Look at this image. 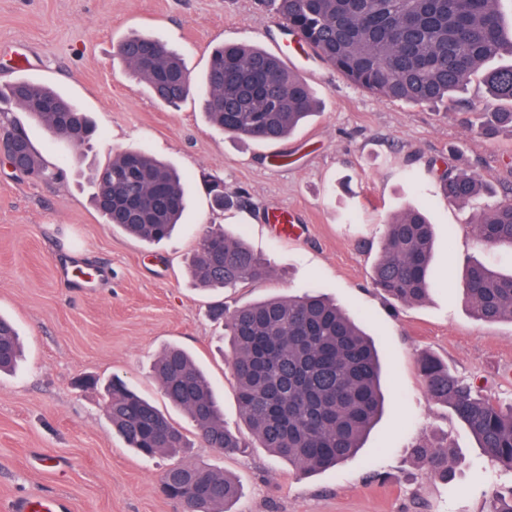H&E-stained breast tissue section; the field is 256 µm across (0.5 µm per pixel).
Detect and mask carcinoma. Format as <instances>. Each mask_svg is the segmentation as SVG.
<instances>
[{
	"label": "carcinoma",
	"mask_w": 512,
	"mask_h": 512,
	"mask_svg": "<svg viewBox=\"0 0 512 512\" xmlns=\"http://www.w3.org/2000/svg\"><path fill=\"white\" fill-rule=\"evenodd\" d=\"M282 22L347 80L379 97L418 105L470 102L459 98L473 76L494 100L512 105V29L505 28L501 0H267ZM117 55L159 101L175 105L195 85L205 96L204 114L232 136L278 141L318 111L310 86L280 58L258 47L227 45L214 50L195 81L180 57L158 39L133 35ZM18 108L52 130L59 111L75 112L85 133L70 143L80 147L95 129L88 113L61 93L32 80L0 89V112ZM487 130L512 129V108L491 113ZM27 177L43 180L52 171L30 139ZM138 170L135 195L112 192V206L98 205L106 223L143 242L171 235L186 207L184 177L142 149L115 153L104 171ZM448 201L467 204L487 190L473 171L459 167L440 175ZM484 243L512 248V200L483 209L470 223ZM432 225L419 210L406 209L386 222L372 283L406 305L425 301L433 286L430 263ZM192 274L204 287L235 288L271 275L267 263L245 243L223 231L198 241ZM464 294L472 316L484 323H512V275L485 264L466 267ZM227 357L236 382L240 413L258 447L305 472L334 468L355 456L385 408L378 352L359 324L323 297L308 293L269 297L224 307ZM21 358L14 323L0 316V373L13 372ZM419 370L432 399L448 407L479 447L512 470V405L503 408L473 382L451 373L440 359L424 354ZM157 382L171 404L194 422L212 448L237 452L245 443L224 426V414L202 369L177 346L154 364ZM106 411L129 448L154 457L187 447L184 433L151 402L119 377L107 386ZM432 473L448 479L453 453L446 444L420 445ZM167 497L189 512H230L240 489L224 472L201 464L175 463L164 473Z\"/></svg>",
	"instance_id": "obj_1"
}]
</instances>
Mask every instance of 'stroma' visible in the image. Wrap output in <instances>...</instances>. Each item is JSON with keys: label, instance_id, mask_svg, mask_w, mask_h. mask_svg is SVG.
Segmentation results:
<instances>
[{"label": "stroma", "instance_id": "obj_1", "mask_svg": "<svg viewBox=\"0 0 512 512\" xmlns=\"http://www.w3.org/2000/svg\"><path fill=\"white\" fill-rule=\"evenodd\" d=\"M280 19L259 0H0V87L26 78L90 112L97 135L84 158L27 114L11 109L52 178L31 180L0 161V314L25 345L16 374L0 377V512L15 499L63 500L67 512H177L160 490L169 457L137 455L113 431L102 385L120 376L191 438L181 460L234 476L233 512H489L512 498V471L478 448L453 412L436 404L418 372L429 353L512 403V324L470 313L462 270L478 261L512 271V249L492 247L468 227L512 190V133L487 134L483 121L504 110L480 80L468 112L444 103L377 97L312 57L290 59L322 103L288 138H232L207 122L198 97L159 104L117 56L133 33L161 40L202 76L214 48L246 44L275 52ZM26 55V65L10 59ZM145 149L188 175L187 208L173 236L147 244L106 224L92 201L91 166ZM467 165L491 190L458 205L441 194L440 171ZM240 194L216 206L210 187ZM427 212L435 233L434 276L442 287L407 306L376 290L372 271L388 214ZM290 211L302 233L278 235L271 213ZM242 235L272 269L270 279L205 289L190 274L207 230ZM314 289L348 312L382 348L391 402L358 454L307 474L275 459L239 414L224 329L209 317L272 295ZM189 351L224 405V424L247 443L222 454L196 438L152 373L167 345ZM442 442L455 463L450 481L431 474L416 445Z\"/></svg>", "mask_w": 512, "mask_h": 512}]
</instances>
